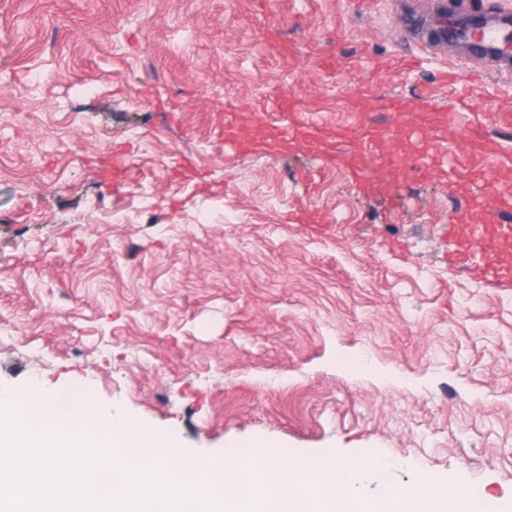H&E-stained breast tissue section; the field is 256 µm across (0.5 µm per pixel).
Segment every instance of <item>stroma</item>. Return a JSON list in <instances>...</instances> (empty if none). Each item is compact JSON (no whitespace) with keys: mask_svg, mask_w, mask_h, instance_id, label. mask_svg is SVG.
<instances>
[{"mask_svg":"<svg viewBox=\"0 0 512 512\" xmlns=\"http://www.w3.org/2000/svg\"><path fill=\"white\" fill-rule=\"evenodd\" d=\"M389 0H0V387L23 408L96 401L201 454L394 458L512 508V279L454 264L450 212L501 207L498 165L419 177L392 99H452L408 53ZM469 130L512 109V75L473 79ZM297 99L406 154L396 196L318 152L224 147L226 107Z\"/></svg>","mask_w":512,"mask_h":512,"instance_id":"obj_1","label":"stroma"}]
</instances>
